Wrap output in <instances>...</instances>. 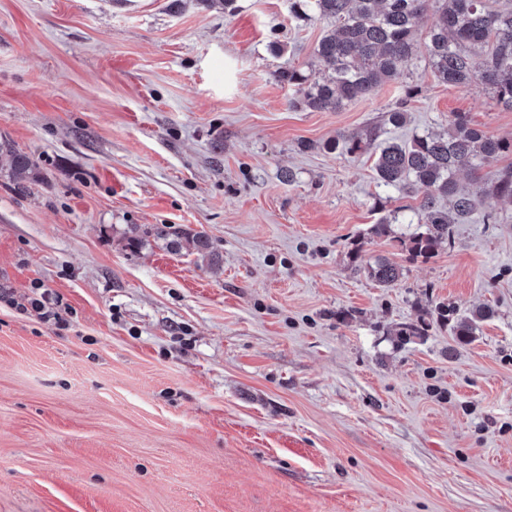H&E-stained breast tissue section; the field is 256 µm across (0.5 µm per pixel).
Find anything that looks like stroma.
Here are the masks:
<instances>
[{
  "label": "stroma",
  "instance_id": "stroma-1",
  "mask_svg": "<svg viewBox=\"0 0 512 512\" xmlns=\"http://www.w3.org/2000/svg\"><path fill=\"white\" fill-rule=\"evenodd\" d=\"M169 3L0 0V141L41 172L19 196L0 155V287L56 292L68 321L0 301V512H512V199L414 258L406 225L371 228L418 199L335 147L457 112L512 141V110L421 46L372 97L293 108L273 74L319 73L334 19ZM481 306L456 342L440 309ZM159 235L173 236V239L169 241L170 247L175 251L181 249L195 250L201 255H213L212 243L207 235L203 232H196L191 234L182 230L174 229L173 231L160 230L157 231ZM368 270L370 277L382 288L394 285L402 275L400 266L386 259L377 260ZM490 315L488 307H480L470 313V315L462 316L456 320L453 326V334L458 343H466L474 336L477 328V322L484 321Z\"/></svg>",
  "mask_w": 512,
  "mask_h": 512
}]
</instances>
